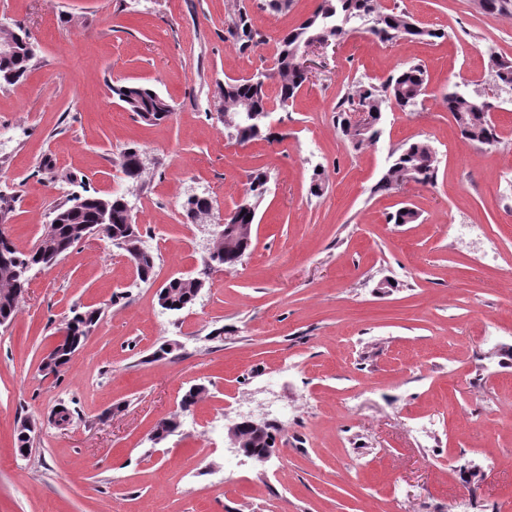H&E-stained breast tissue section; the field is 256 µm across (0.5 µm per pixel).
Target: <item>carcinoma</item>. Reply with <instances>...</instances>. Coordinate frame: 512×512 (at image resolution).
<instances>
[{
    "label": "carcinoma",
    "mask_w": 512,
    "mask_h": 512,
    "mask_svg": "<svg viewBox=\"0 0 512 512\" xmlns=\"http://www.w3.org/2000/svg\"><path fill=\"white\" fill-rule=\"evenodd\" d=\"M352 22H361L370 17L374 26L368 29L379 40L393 41L399 39L433 41L442 39L444 32H436L418 25L406 10L397 6L391 9L380 7L378 0H320V3L308 16L299 21L292 29L285 32L279 39L273 57L272 70L278 80L276 105L285 109L293 102L304 85L305 79L296 70L294 57L297 49L305 41L316 37L336 39L343 30L344 18ZM227 33L239 44V50L246 51L261 41V34L254 27L252 18L246 9L238 8L231 16ZM34 57L23 51L10 56H0V86L14 85L21 81L32 66ZM488 67L495 81L504 86L512 85V63L505 62L499 56L489 57ZM267 76L257 72L240 79L229 78L220 86V98L224 101V112L237 114L249 113L240 126L233 127L235 138L240 143H247L261 135L270 138L272 132L268 123L267 113L271 112L270 98L266 91ZM428 78L426 70L420 64L406 66L381 84L367 83L358 86L353 94L347 95L336 105V124L341 134L354 147L364 143L375 144V136L379 132L382 113L390 101H395L403 112L412 110L418 99L426 94ZM113 96L125 104L128 111L139 118L144 114L151 115L153 123L166 119L173 108L169 101L151 88L135 83L114 85ZM443 102L452 114L461 138L478 142L487 146L498 143L499 135L488 123V108L481 101L444 96ZM362 111L368 114L369 123L366 130L360 132L349 125L348 116L351 112ZM394 159L383 177L375 186L377 191H390L405 182L421 185H434L437 179V156L432 146L424 140L406 143L392 153ZM122 172L133 182L141 180L143 174L141 154L133 147L122 154ZM267 174L257 172L250 176L249 186L245 191L248 207L236 208V212L228 219L230 224H254L256 210L265 193ZM88 198L87 204L81 209L72 210L70 198L66 197L53 207V215L68 216V223L57 225L50 223L44 236L50 238L60 256H65L76 244L72 239L73 225L97 223V194L84 190ZM112 211L111 224L108 225L105 238L116 248L126 236L129 216L125 206V196L114 195L110 199ZM252 218H247V215ZM252 237L231 239L214 247L208 254L205 263H210L216 270L235 268L242 257L250 249ZM10 254L16 258L12 267L0 266V318L10 324L15 316L17 305L27 288L28 283L16 274V270L30 266L45 267L47 259L41 254V244L37 243L29 252L19 250L11 245ZM158 301L166 303L164 309L180 312L196 300V293L191 285L170 279L158 291ZM237 433L246 441L247 449L258 453L263 448L271 447L269 440L273 435L269 431L259 433L245 425L236 427Z\"/></svg>",
    "instance_id": "1"
}]
</instances>
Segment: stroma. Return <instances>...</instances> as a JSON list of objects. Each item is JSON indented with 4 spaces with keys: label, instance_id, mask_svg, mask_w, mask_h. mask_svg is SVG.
<instances>
[{
    "label": "stroma",
    "instance_id": "obj_1",
    "mask_svg": "<svg viewBox=\"0 0 512 512\" xmlns=\"http://www.w3.org/2000/svg\"><path fill=\"white\" fill-rule=\"evenodd\" d=\"M240 3L266 38L244 53L224 33ZM382 3L444 38L382 43L348 25L275 109L273 139L240 145L217 117L220 85L271 68L277 39L317 0L285 13L267 0H0V21L37 46L26 78L0 86V194L13 200L0 228L26 251L65 195L121 194L156 261L141 283L93 236L33 271L0 326V512H512V89L487 67L492 53L512 61V11ZM414 63L426 96L388 107L379 141L353 149L337 102ZM124 83L168 98L169 118L136 119L112 97ZM451 90L496 105V146L461 139ZM415 140L437 153L435 184L376 191L392 152ZM130 146L141 185L120 168ZM259 170L249 254L209 275L189 310H163L158 288L204 267L188 195L210 197L223 221ZM406 205L418 221L390 223ZM76 309L101 317L66 368L43 372ZM169 340L180 349L155 358ZM195 384L207 396L181 411ZM61 404L63 428L49 420ZM173 415L178 429L154 441ZM245 415L276 428L266 464L228 446Z\"/></svg>",
    "mask_w": 512,
    "mask_h": 512
}]
</instances>
